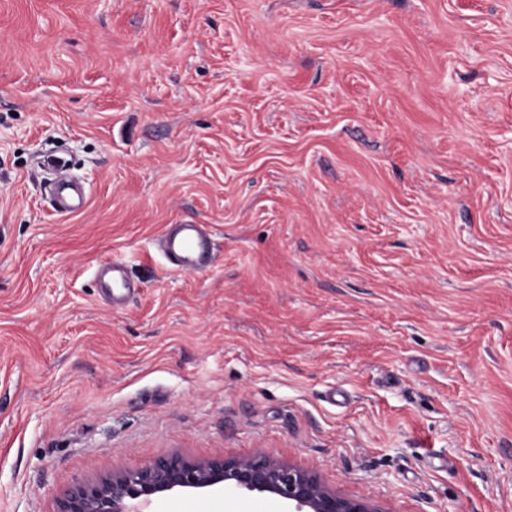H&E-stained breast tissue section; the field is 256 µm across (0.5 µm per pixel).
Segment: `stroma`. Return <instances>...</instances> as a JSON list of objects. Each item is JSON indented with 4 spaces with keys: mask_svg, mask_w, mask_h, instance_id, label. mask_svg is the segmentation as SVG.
Returning a JSON list of instances; mask_svg holds the SVG:
<instances>
[{
    "mask_svg": "<svg viewBox=\"0 0 512 512\" xmlns=\"http://www.w3.org/2000/svg\"><path fill=\"white\" fill-rule=\"evenodd\" d=\"M183 222L204 272L159 253ZM260 450L391 512H512V0H0V512ZM51 168L56 174L52 197L56 210L64 215L75 214L83 209L86 198L79 191L71 177L67 174H60ZM158 247L176 270L199 272L210 265L214 242L203 224H171ZM96 278L112 306H121L135 292L126 280L122 264L117 260L102 262L96 270Z\"/></svg>",
    "mask_w": 512,
    "mask_h": 512,
    "instance_id": "stroma-1",
    "label": "stroma"
}]
</instances>
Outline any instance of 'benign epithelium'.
I'll use <instances>...</instances> for the list:
<instances>
[{"label": "benign epithelium", "instance_id": "obj_1", "mask_svg": "<svg viewBox=\"0 0 512 512\" xmlns=\"http://www.w3.org/2000/svg\"><path fill=\"white\" fill-rule=\"evenodd\" d=\"M215 490L268 494L287 503L291 512H387L327 485L313 470L265 452L201 461L169 453L139 470H117L67 489L57 499L55 512H144L164 495Z\"/></svg>", "mask_w": 512, "mask_h": 512}]
</instances>
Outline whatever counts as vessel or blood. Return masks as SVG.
I'll list each match as a JSON object with an SVG mask.
<instances>
[{"mask_svg":"<svg viewBox=\"0 0 512 512\" xmlns=\"http://www.w3.org/2000/svg\"><path fill=\"white\" fill-rule=\"evenodd\" d=\"M52 197L57 211L64 215L79 212L86 203L84 195L66 174L57 175ZM158 247L176 270L199 272L210 265L214 242L204 225L172 224L160 237ZM96 277L113 305H123L131 297L133 289L119 261L102 262L96 270Z\"/></svg>","mask_w":512,"mask_h":512,"instance_id":"obj_1","label":"vessel or blood"}]
</instances>
